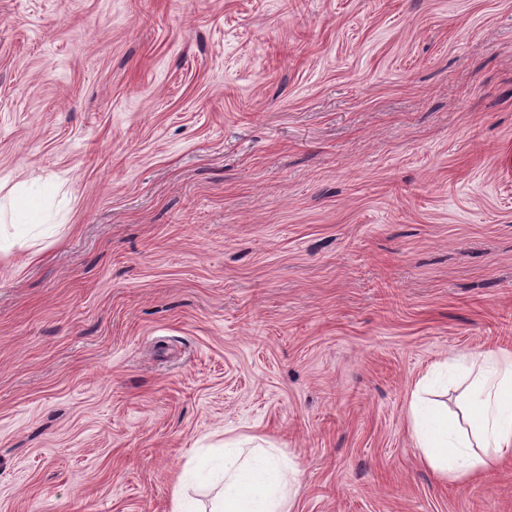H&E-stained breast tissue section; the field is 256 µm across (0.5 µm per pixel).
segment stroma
<instances>
[{
    "label": "stroma",
    "mask_w": 512,
    "mask_h": 512,
    "mask_svg": "<svg viewBox=\"0 0 512 512\" xmlns=\"http://www.w3.org/2000/svg\"><path fill=\"white\" fill-rule=\"evenodd\" d=\"M0 512H172L256 435L289 512H512L408 405L512 351V0H0ZM53 187L50 183H44L39 193L19 192L9 200L8 206L0 202V223H7L10 216V224L16 227L15 234H22L24 229L31 224H49L48 211L45 201L52 195Z\"/></svg>",
    "instance_id": "1"
}]
</instances>
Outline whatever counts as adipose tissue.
<instances>
[{
	"instance_id": "obj_1",
	"label": "adipose tissue",
	"mask_w": 512,
	"mask_h": 512,
	"mask_svg": "<svg viewBox=\"0 0 512 512\" xmlns=\"http://www.w3.org/2000/svg\"><path fill=\"white\" fill-rule=\"evenodd\" d=\"M51 184L20 192L0 208V223L17 231L43 223ZM463 383L457 412L438 396L452 382ZM414 446L439 478L460 481L512 457V351L487 350L436 363L416 383L409 402ZM300 482V471L278 449L254 437L193 453L174 493V512H285ZM213 490L210 501L195 496Z\"/></svg>"
}]
</instances>
